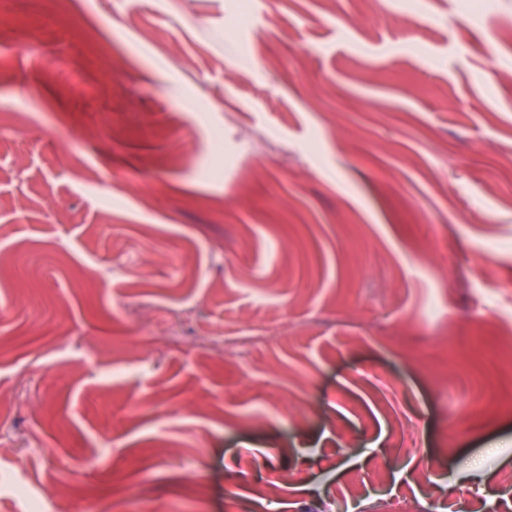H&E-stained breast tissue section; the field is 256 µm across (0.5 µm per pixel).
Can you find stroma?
<instances>
[{"instance_id":"1","label":"stroma","mask_w":512,"mask_h":512,"mask_svg":"<svg viewBox=\"0 0 512 512\" xmlns=\"http://www.w3.org/2000/svg\"><path fill=\"white\" fill-rule=\"evenodd\" d=\"M64 2L0 0V512H512V0Z\"/></svg>"}]
</instances>
